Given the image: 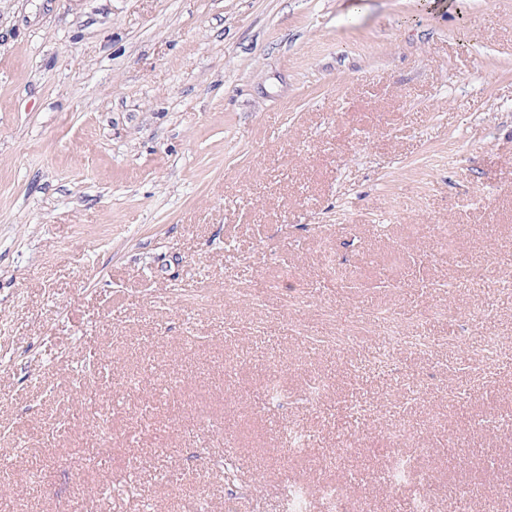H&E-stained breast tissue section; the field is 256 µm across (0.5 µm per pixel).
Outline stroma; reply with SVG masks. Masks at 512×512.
<instances>
[{
  "instance_id": "35a3bbf8",
  "label": "stroma",
  "mask_w": 512,
  "mask_h": 512,
  "mask_svg": "<svg viewBox=\"0 0 512 512\" xmlns=\"http://www.w3.org/2000/svg\"><path fill=\"white\" fill-rule=\"evenodd\" d=\"M355 473L512 512V0H0V512ZM384 321L390 336L398 340L406 341L413 352L427 353L430 351V343L427 344L423 339L416 336H409L405 333L403 320L394 310L386 312Z\"/></svg>"
}]
</instances>
